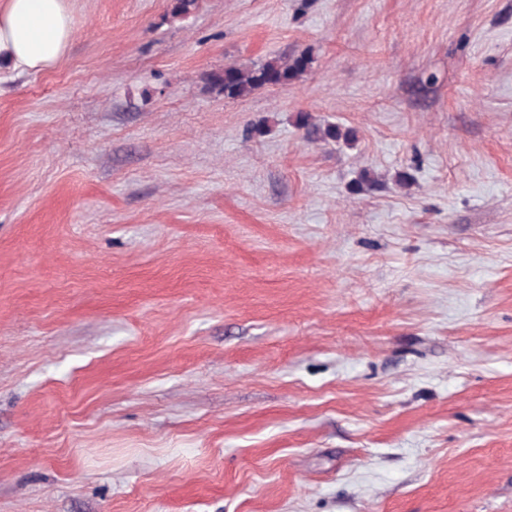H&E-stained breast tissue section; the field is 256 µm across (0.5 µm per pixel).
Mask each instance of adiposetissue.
<instances>
[{
    "label": "adipose tissue",
    "instance_id": "obj_1",
    "mask_svg": "<svg viewBox=\"0 0 512 512\" xmlns=\"http://www.w3.org/2000/svg\"><path fill=\"white\" fill-rule=\"evenodd\" d=\"M73 36L66 0H0V72L50 68Z\"/></svg>",
    "mask_w": 512,
    "mask_h": 512
}]
</instances>
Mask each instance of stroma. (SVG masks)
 <instances>
[{"label": "stroma", "mask_w": 512, "mask_h": 512, "mask_svg": "<svg viewBox=\"0 0 512 512\" xmlns=\"http://www.w3.org/2000/svg\"><path fill=\"white\" fill-rule=\"evenodd\" d=\"M174 4L0 77V512H512V0ZM311 60L309 54L303 53L292 58H274L253 67L225 66L215 81L225 97H244L258 87L286 83L301 75Z\"/></svg>", "instance_id": "stroma-1"}]
</instances>
